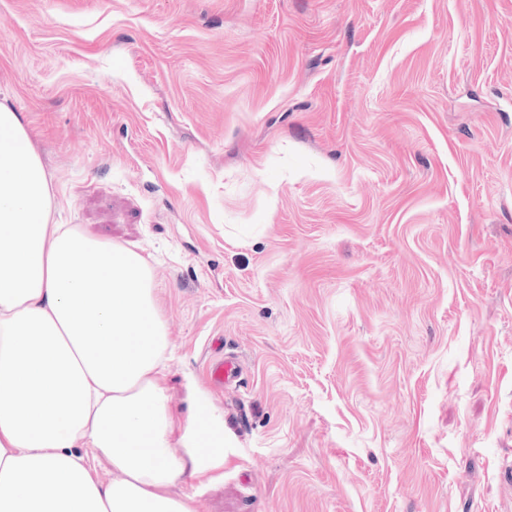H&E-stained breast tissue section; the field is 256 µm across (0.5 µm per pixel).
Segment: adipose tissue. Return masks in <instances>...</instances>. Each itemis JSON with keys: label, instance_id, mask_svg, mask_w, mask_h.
Here are the masks:
<instances>
[{"label": "adipose tissue", "instance_id": "1", "mask_svg": "<svg viewBox=\"0 0 512 512\" xmlns=\"http://www.w3.org/2000/svg\"><path fill=\"white\" fill-rule=\"evenodd\" d=\"M52 202L22 114L0 105V512H199L172 488L223 469L224 422L196 388L173 426L151 268L51 223Z\"/></svg>", "mask_w": 512, "mask_h": 512}]
</instances>
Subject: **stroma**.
<instances>
[{
  "label": "stroma",
  "instance_id": "1",
  "mask_svg": "<svg viewBox=\"0 0 512 512\" xmlns=\"http://www.w3.org/2000/svg\"><path fill=\"white\" fill-rule=\"evenodd\" d=\"M0 104L224 419L178 493L512 512V0H0Z\"/></svg>",
  "mask_w": 512,
  "mask_h": 512
}]
</instances>
